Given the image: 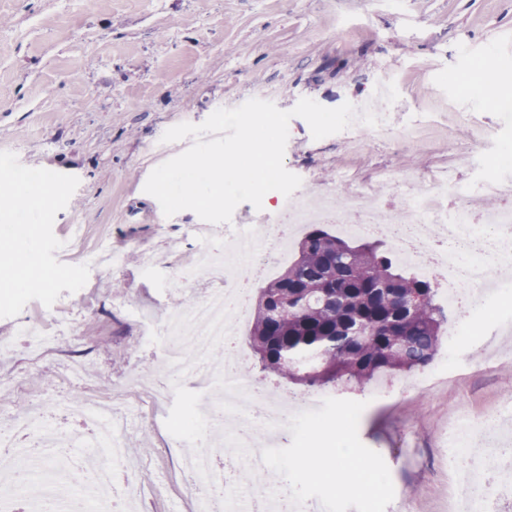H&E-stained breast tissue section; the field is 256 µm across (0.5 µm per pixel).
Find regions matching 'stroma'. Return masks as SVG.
<instances>
[{
    "instance_id": "obj_1",
    "label": "stroma",
    "mask_w": 512,
    "mask_h": 512,
    "mask_svg": "<svg viewBox=\"0 0 512 512\" xmlns=\"http://www.w3.org/2000/svg\"><path fill=\"white\" fill-rule=\"evenodd\" d=\"M486 60L512 79V0H0V178L63 188L36 242L55 278L0 290V337L14 343L0 361V422L43 401L63 433L79 435L75 397L123 403L152 376L170 396L124 435L131 467L120 490L139 512H191L177 445L200 381L164 376L148 324L213 287L206 275L182 288L170 278L195 250L223 249L224 228L190 210L164 216L144 192L151 171L192 144L163 133L252 98L335 108L386 83L387 130L316 140L293 118L284 165L302 190L338 199L375 193L390 173L420 189L451 165L467 177L459 161L477 142L512 143L496 86H460ZM408 128L417 134L404 148ZM446 311L449 325L473 327L447 341L446 388L419 395L399 373L332 392L365 402L359 438L415 512L448 507L449 419L493 414L512 398V308L470 314L460 301Z\"/></svg>"
}]
</instances>
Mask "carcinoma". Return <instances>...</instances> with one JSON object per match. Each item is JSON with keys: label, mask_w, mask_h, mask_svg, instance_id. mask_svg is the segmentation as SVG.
Masks as SVG:
<instances>
[{"label": "carcinoma", "mask_w": 512, "mask_h": 512, "mask_svg": "<svg viewBox=\"0 0 512 512\" xmlns=\"http://www.w3.org/2000/svg\"><path fill=\"white\" fill-rule=\"evenodd\" d=\"M447 321L433 281L382 243L309 225L298 257L262 289L250 344L264 370L308 386H361L426 366ZM362 324L369 334L357 337Z\"/></svg>", "instance_id": "obj_1"}]
</instances>
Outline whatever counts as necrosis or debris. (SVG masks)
<instances>
[{"label":"necrosis or debris","mask_w":512,"mask_h":512,"mask_svg":"<svg viewBox=\"0 0 512 512\" xmlns=\"http://www.w3.org/2000/svg\"><path fill=\"white\" fill-rule=\"evenodd\" d=\"M475 173L464 182L448 174L428 182L419 192L408 195L403 206L394 208L389 222L379 223L376 203L361 192L349 194L344 202L330 203L318 194L294 195L284 201L295 223L323 218L341 225L353 235L380 236L396 253L423 276L447 288L449 294L466 291L481 298L487 291L512 294V281L499 279L501 268L512 266V178L505 168L512 166L511 152H486L476 148L466 159ZM496 195L502 207L475 214L468 200L474 196ZM442 232L432 237L431 225ZM288 236L277 228L255 224L249 233H235L223 249L204 251L210 269L223 270L229 263L256 269L277 261ZM243 287L225 282L221 290L198 298L189 309L167 316L162 332L166 369L210 372L209 385L200 396L198 408L205 429L197 434L193 454L182 457L180 468L189 490L204 484L208 472L207 450L222 437L224 423H234L236 433L231 446L248 448L256 435L280 434L287 420L305 409L321 405L318 394L291 396L282 403L261 393L256 382L225 364L211 372V354L220 346L235 345L245 308ZM93 437L91 455L94 468L85 473L86 484L95 486L93 502L75 496L73 512H118L120 491L115 482L123 456L119 436L112 425L116 407L111 401L84 399L73 409ZM36 411L17 417L10 432L0 434V446L12 447L24 438L40 448V455H26L6 478L0 479V502L24 499L31 512H47L57 499L56 487L70 479L72 468L61 460L57 444L58 429L43 422ZM480 442L485 452L479 465H471L467 447ZM448 455L456 475L455 491L448 501V512H493L499 490L506 486L505 472L512 470V450L499 438L496 417L461 419L448 427Z\"/></svg>","instance_id":"4bbe7bcc"}]
</instances>
